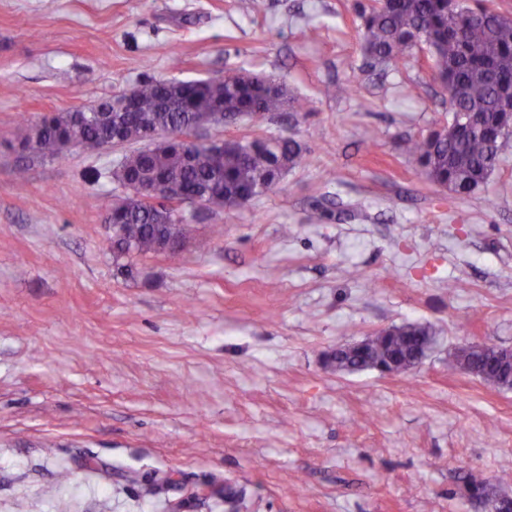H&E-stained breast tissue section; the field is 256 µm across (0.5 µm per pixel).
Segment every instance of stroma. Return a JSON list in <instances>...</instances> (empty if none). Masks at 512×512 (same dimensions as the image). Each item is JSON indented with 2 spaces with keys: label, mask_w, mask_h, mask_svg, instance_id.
<instances>
[{
  "label": "stroma",
  "mask_w": 512,
  "mask_h": 512,
  "mask_svg": "<svg viewBox=\"0 0 512 512\" xmlns=\"http://www.w3.org/2000/svg\"><path fill=\"white\" fill-rule=\"evenodd\" d=\"M354 3L0 0V512H227L228 487L240 512H487L471 470L512 495V390L448 368L512 349V143L474 194L433 185L402 144L449 94L417 47L363 66ZM243 71L296 108L206 137H289L302 164L118 274L125 147L44 160L24 122ZM407 322L435 336L410 372L331 366Z\"/></svg>",
  "instance_id": "obj_1"
}]
</instances>
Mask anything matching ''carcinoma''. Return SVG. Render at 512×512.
I'll return each instance as SVG.
<instances>
[{
	"mask_svg": "<svg viewBox=\"0 0 512 512\" xmlns=\"http://www.w3.org/2000/svg\"><path fill=\"white\" fill-rule=\"evenodd\" d=\"M356 13L361 20L360 48L370 66L396 64L409 48L425 45L434 75L450 95L451 112L465 115L451 120L440 136L434 131L406 140L405 155L423 168L431 183L457 196L480 189L512 139V111L502 107L503 101L512 99V17L483 0H476L474 7L466 0H358ZM133 92L136 123L128 124V113L117 111L111 100L97 105L101 116L74 108L46 127L32 150L43 158L59 157L62 136L70 126L80 148L96 151L118 133L132 142L140 141L149 129L185 133L198 112L222 107L226 118L261 117L288 105V90L261 74L245 80L235 72L225 75L221 84L199 80L180 86L147 78ZM302 159V149L293 139L258 135L224 141L220 157L204 144L187 159L175 147L150 155L136 149L123 156L112 178L124 187L139 173L154 172L163 178L169 198H180L194 188L210 205L234 209L270 190ZM109 211L120 218L112 225V243L120 256L158 254L167 238L185 241L191 232L189 222L175 221L164 205L138 206L129 195L113 202ZM432 338L426 324L389 327L361 340L359 350L343 354L337 370H374ZM468 364L476 365L486 383L512 389V367L500 369V350L491 346L466 355L457 351L448 362L454 370ZM466 485L484 503L500 495L478 472L466 476Z\"/></svg>",
	"mask_w": 512,
	"mask_h": 512,
	"instance_id": "1",
	"label": "carcinoma"
}]
</instances>
